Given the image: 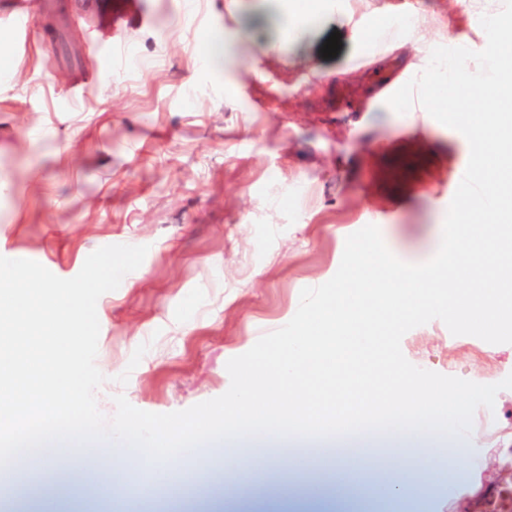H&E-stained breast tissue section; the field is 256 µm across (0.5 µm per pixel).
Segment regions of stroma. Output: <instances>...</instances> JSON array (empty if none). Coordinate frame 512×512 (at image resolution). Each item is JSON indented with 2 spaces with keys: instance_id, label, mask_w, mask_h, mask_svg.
Returning <instances> with one entry per match:
<instances>
[{
  "instance_id": "1",
  "label": "stroma",
  "mask_w": 512,
  "mask_h": 512,
  "mask_svg": "<svg viewBox=\"0 0 512 512\" xmlns=\"http://www.w3.org/2000/svg\"><path fill=\"white\" fill-rule=\"evenodd\" d=\"M321 20L267 52L280 35L277 0H0V256L29 259L69 279L95 250L144 245L141 266L98 302L96 365L113 398L154 413L189 408L230 386L227 361L286 325L303 288L339 268L345 239L373 224L390 250L423 249L443 223L470 149L455 130L387 99L404 67L462 40L483 50L480 12L503 0H314ZM26 12L31 23L19 28ZM427 24L422 48L393 50L400 17ZM244 31L250 58L213 72L198 52L210 32ZM341 35L336 57L320 50ZM86 75L76 84V75ZM417 367L493 384L512 374V344L455 336L438 319L407 332ZM512 389L478 408L471 437L448 443L458 466L406 459L421 482L410 512H475L485 494L512 485ZM263 486L329 479L336 466L298 438L233 443ZM308 455L292 472L257 459ZM24 480L10 512H83L88 474L14 460ZM216 444L183 459L164 499L141 512H400L397 503L330 495L245 496L216 486ZM204 474L182 479L184 468Z\"/></svg>"
}]
</instances>
